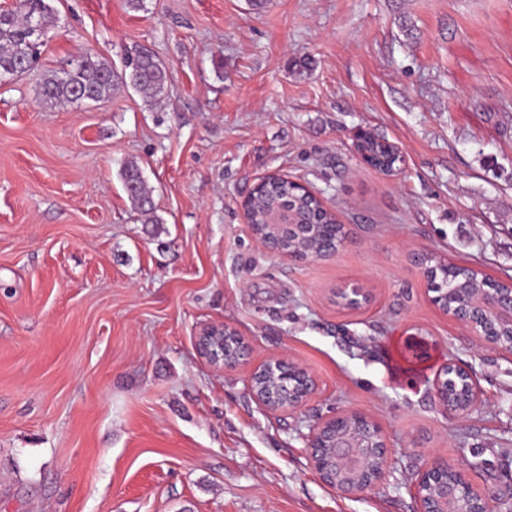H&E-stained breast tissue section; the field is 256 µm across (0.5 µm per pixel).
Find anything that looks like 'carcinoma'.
Wrapping results in <instances>:
<instances>
[{
	"label": "carcinoma",
	"mask_w": 512,
	"mask_h": 512,
	"mask_svg": "<svg viewBox=\"0 0 512 512\" xmlns=\"http://www.w3.org/2000/svg\"><path fill=\"white\" fill-rule=\"evenodd\" d=\"M52 29L55 15L46 0H22L13 10H0V84L23 75L35 65L40 46L29 38L31 24ZM168 81L166 68L146 50L127 55L124 69L118 71L91 52H86L68 63V67L50 74L44 83L45 99L51 103H76L79 94L88 92L100 101L112 95L117 88L130 84L147 98L160 96ZM126 194L133 208L147 224H158L155 207L146 191L141 169L130 162L123 169ZM291 212L297 224H334L335 216L315 197L298 191L285 180L273 179L263 184L249 199V213L258 232L270 236L282 231L268 222L274 210ZM285 248L306 253L316 252V238L310 230L299 236L292 233L284 237ZM431 265L439 266L441 284L458 296L471 295L478 289L496 287V281L469 274L454 264L443 265L437 257L428 258Z\"/></svg>",
	"instance_id": "carcinoma-1"
}]
</instances>
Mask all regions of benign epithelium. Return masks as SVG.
<instances>
[{
	"instance_id": "7a95c632",
	"label": "benign epithelium",
	"mask_w": 512,
	"mask_h": 512,
	"mask_svg": "<svg viewBox=\"0 0 512 512\" xmlns=\"http://www.w3.org/2000/svg\"><path fill=\"white\" fill-rule=\"evenodd\" d=\"M263 248L270 254L294 262L330 257L344 244L346 236L336 237V225L321 226L323 243L319 252L304 255L285 250L276 239L257 234ZM428 252H412L410 259L422 270L428 281V290L435 293L432 302L444 314L463 325L480 344L495 350L512 353V345H503L495 333L487 329L490 323L507 322L512 325V287L497 288L488 293L474 309L458 304L448 297V289L439 285L438 270L425 262ZM345 305L358 309L369 299L364 288L353 286L341 289ZM197 351L211 366L218 370L249 366L254 360V347L228 325L210 326L196 337ZM274 370L286 382L276 393H268L256 385V377ZM457 377L467 383L469 400L459 405L448 399V380ZM318 383L305 367L287 357L266 360L255 366L249 377V391L255 401L270 413L296 412L302 409L316 393ZM434 399L442 411L453 417H466L481 402V390L473 372L449 361L437 372L432 382ZM332 444L335 470L324 463L327 444ZM307 455L320 478L341 494L355 496L364 493L386 479L388 473V447L379 423L367 413L346 410L314 425L307 436ZM418 512H497L499 504L512 498V486L497 485L476 487L467 472L438 456L419 475L416 484Z\"/></svg>"
}]
</instances>
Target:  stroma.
<instances>
[{"label": "stroma", "instance_id": "obj_1", "mask_svg": "<svg viewBox=\"0 0 512 512\" xmlns=\"http://www.w3.org/2000/svg\"><path fill=\"white\" fill-rule=\"evenodd\" d=\"M49 3L38 63L0 85V512H417L438 455L512 486V354L444 315L409 258L512 283V0ZM137 46L167 69L161 106L130 85L44 102L68 61ZM362 132L402 147L398 175L361 160ZM130 162L158 223L131 207ZM273 172L345 225L336 255L293 263L251 235L242 202ZM348 282L363 308L338 302ZM224 324L307 367L308 404L270 413L248 369L201 358ZM451 360L482 391L464 418L431 392ZM346 409L391 458L353 497L306 452Z\"/></svg>", "mask_w": 512, "mask_h": 512}]
</instances>
